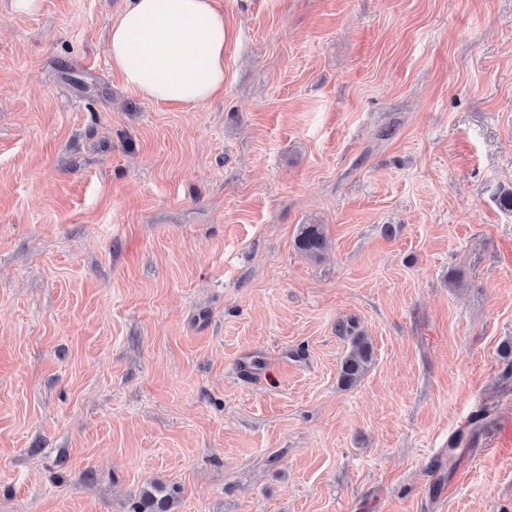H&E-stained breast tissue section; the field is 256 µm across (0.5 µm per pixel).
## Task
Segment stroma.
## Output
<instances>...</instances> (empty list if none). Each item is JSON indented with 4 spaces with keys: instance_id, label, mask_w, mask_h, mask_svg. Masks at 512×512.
<instances>
[{
    "instance_id": "stroma-1",
    "label": "stroma",
    "mask_w": 512,
    "mask_h": 512,
    "mask_svg": "<svg viewBox=\"0 0 512 512\" xmlns=\"http://www.w3.org/2000/svg\"><path fill=\"white\" fill-rule=\"evenodd\" d=\"M215 2L189 107L0 0V512H512V0ZM326 239L321 225L304 224L300 228L297 247L308 255H318L324 248ZM373 357V345L369 338L362 333L353 336L350 352L341 364V381L347 386L356 384L368 371ZM177 495L174 487L161 481L150 482L140 491L132 512H173Z\"/></svg>"
}]
</instances>
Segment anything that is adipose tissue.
<instances>
[{
  "instance_id": "ef3b65f1",
  "label": "adipose tissue",
  "mask_w": 512,
  "mask_h": 512,
  "mask_svg": "<svg viewBox=\"0 0 512 512\" xmlns=\"http://www.w3.org/2000/svg\"><path fill=\"white\" fill-rule=\"evenodd\" d=\"M227 37L214 0H128L106 52L113 72L145 98L195 107L224 90Z\"/></svg>"
}]
</instances>
